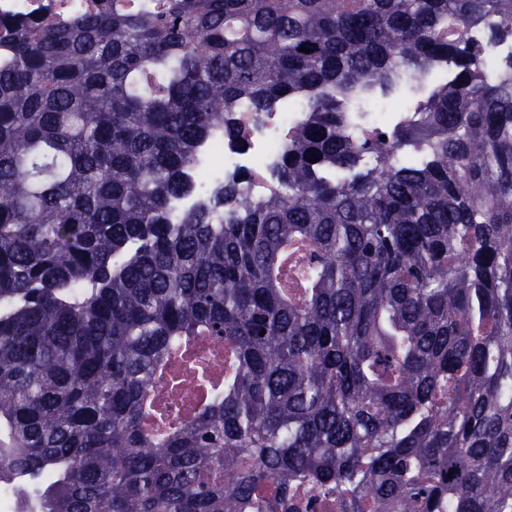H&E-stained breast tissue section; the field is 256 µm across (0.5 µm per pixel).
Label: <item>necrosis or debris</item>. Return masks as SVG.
<instances>
[{
	"mask_svg": "<svg viewBox=\"0 0 512 512\" xmlns=\"http://www.w3.org/2000/svg\"><path fill=\"white\" fill-rule=\"evenodd\" d=\"M111 8L112 0H0V26L20 24L31 18L67 24L88 13ZM415 106V98L408 96L401 85L388 99L374 94L360 95L350 104L346 128L361 137L407 121ZM305 117V105L301 102L283 105L267 113L259 122L255 121L247 105H240L235 118L248 134L247 148H240L237 141L227 137L207 141L200 148L190 174L195 191L174 204V215L182 216L205 200L214 188L235 177L243 178V189L250 197L271 194L276 186L270 173L278 162L280 149L289 132Z\"/></svg>",
	"mask_w": 512,
	"mask_h": 512,
	"instance_id": "necrosis-or-debris-1",
	"label": "necrosis or debris"
}]
</instances>
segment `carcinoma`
<instances>
[{
	"label": "carcinoma",
	"instance_id": "1",
	"mask_svg": "<svg viewBox=\"0 0 512 512\" xmlns=\"http://www.w3.org/2000/svg\"><path fill=\"white\" fill-rule=\"evenodd\" d=\"M475 29L512 37V0H112L0 34V476L27 512H268L304 483L512 512V60ZM445 69L418 119L346 133L353 91ZM286 100L278 190L173 222L200 146ZM179 361L204 404L146 408ZM473 38L486 44V64L496 69L504 60L512 59V39L488 42L484 32L476 31Z\"/></svg>",
	"mask_w": 512,
	"mask_h": 512
}]
</instances>
